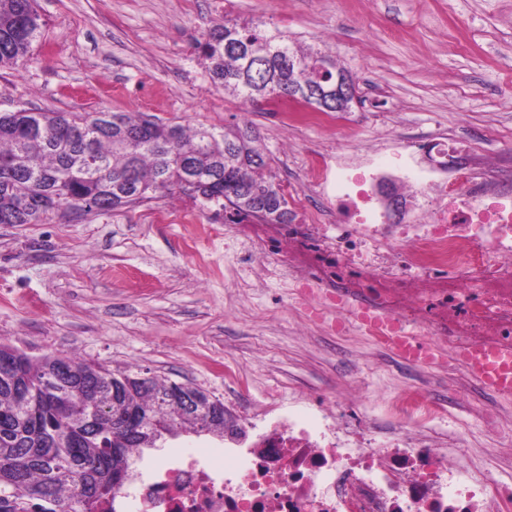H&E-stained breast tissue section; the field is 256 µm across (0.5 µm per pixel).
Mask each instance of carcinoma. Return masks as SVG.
<instances>
[{
  "mask_svg": "<svg viewBox=\"0 0 512 512\" xmlns=\"http://www.w3.org/2000/svg\"><path fill=\"white\" fill-rule=\"evenodd\" d=\"M45 21L36 0H0V68L21 70ZM195 51L210 82L243 103H300L316 112L351 111L325 91L344 67L309 69L329 54L263 22L226 20L207 30ZM250 126L217 130L165 123L144 114L56 112L27 107L0 111V224H40L55 211H119L154 199L185 196L230 224L258 218L286 224L291 211L281 186L263 175L267 155ZM59 355L12 356L0 368V512H114L118 477L132 456L161 448L183 431L202 435L198 421L155 402L169 385L126 396L156 420L140 439L112 423V387L121 377L68 356L75 374L53 382Z\"/></svg>",
  "mask_w": 512,
  "mask_h": 512,
  "instance_id": "cac0c4a2",
  "label": "carcinoma"
}]
</instances>
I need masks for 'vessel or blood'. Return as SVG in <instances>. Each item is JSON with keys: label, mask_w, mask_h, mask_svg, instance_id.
Wrapping results in <instances>:
<instances>
[{"label": "vessel or blood", "mask_w": 512, "mask_h": 512, "mask_svg": "<svg viewBox=\"0 0 512 512\" xmlns=\"http://www.w3.org/2000/svg\"><path fill=\"white\" fill-rule=\"evenodd\" d=\"M392 344L398 356L418 363L429 362L425 344L411 331H402L393 337ZM458 361L468 376L485 390L503 399L512 398V342H493L478 345L456 353Z\"/></svg>", "instance_id": "1"}]
</instances>
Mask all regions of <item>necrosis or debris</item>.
<instances>
[{
    "label": "necrosis or debris",
    "instance_id": "1",
    "mask_svg": "<svg viewBox=\"0 0 512 512\" xmlns=\"http://www.w3.org/2000/svg\"><path fill=\"white\" fill-rule=\"evenodd\" d=\"M387 152L380 144L332 165L311 159L313 188L336 200L332 230L246 220L199 233L230 234L247 262L263 250L268 276L293 285L294 308L312 322L341 326L340 296L361 294L449 354L466 347L467 328L512 337V175L492 158L480 160L479 176L449 182V165L467 153L445 136L426 174L405 162L390 172ZM385 187L413 204V223L383 206ZM360 399L352 387L315 400L289 393L252 423L248 446L225 449L220 461L181 454L123 491L120 512H512L511 485L425 430L437 403L423 388L393 400L381 420L337 417L335 405ZM303 401L301 416L294 406Z\"/></svg>",
    "mask_w": 512,
    "mask_h": 512
}]
</instances>
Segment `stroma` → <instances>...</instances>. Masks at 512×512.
Instances as JSON below:
<instances>
[{
  "label": "stroma",
  "mask_w": 512,
  "mask_h": 512,
  "mask_svg": "<svg viewBox=\"0 0 512 512\" xmlns=\"http://www.w3.org/2000/svg\"><path fill=\"white\" fill-rule=\"evenodd\" d=\"M46 25L20 71L0 70V110L18 105L64 112H143L184 124L251 123L271 156L270 175L305 198L296 217L319 219L308 186L317 151L427 146L442 133L468 138L497 157L512 149V0H38ZM263 20L307 43H325L358 80L359 103L323 125L281 130L275 113L252 111L208 79L194 45L214 23ZM213 223L189 198L159 199L108 215L49 214L40 224H0V342L30 356L76 353L112 373L138 368L229 401L224 367L252 381L247 409L296 389L316 397L345 383L364 393L342 418L383 417L411 381L445 406L431 424L504 483L494 448H512V401L482 390L454 362H397L353 325L343 332L304 321L287 283L224 259V242L184 245L193 225ZM497 411L495 426L486 414ZM180 437L149 449L147 474L185 450L217 448Z\"/></svg>",
  "instance_id": "obj_1"
}]
</instances>
